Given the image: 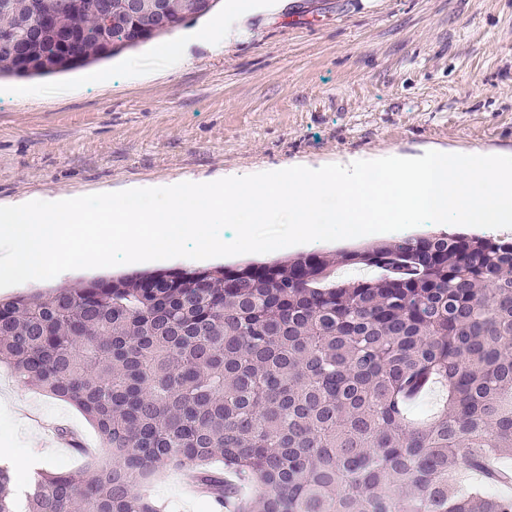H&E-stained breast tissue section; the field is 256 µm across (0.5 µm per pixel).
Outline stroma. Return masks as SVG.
<instances>
[{"mask_svg":"<svg viewBox=\"0 0 512 512\" xmlns=\"http://www.w3.org/2000/svg\"><path fill=\"white\" fill-rule=\"evenodd\" d=\"M247 0H221L180 31L66 74L0 79V201L211 182L230 173L453 149L512 156V0H286L215 51L218 25ZM141 77L132 56L176 55ZM378 233L225 258L270 262L385 241ZM0 459L21 478L88 464L100 443L74 405L0 365ZM74 432L77 451L56 440ZM163 512H216L177 472L146 488Z\"/></svg>","mask_w":512,"mask_h":512,"instance_id":"stroma-1","label":"stroma"}]
</instances>
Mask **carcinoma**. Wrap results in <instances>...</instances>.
<instances>
[{"label":"carcinoma","instance_id":"obj_1","mask_svg":"<svg viewBox=\"0 0 512 512\" xmlns=\"http://www.w3.org/2000/svg\"><path fill=\"white\" fill-rule=\"evenodd\" d=\"M74 50L29 72L65 73L100 49L85 13ZM147 39L119 21L112 42ZM378 271L334 280L328 257L97 278L0 300V363L81 410L100 460L36 473L19 502L0 465V512H161L134 488L192 470L222 502L224 469L254 490L237 512H512V239L406 236L336 253ZM442 389L431 417L410 405ZM479 485L464 493L460 474Z\"/></svg>","mask_w":512,"mask_h":512}]
</instances>
